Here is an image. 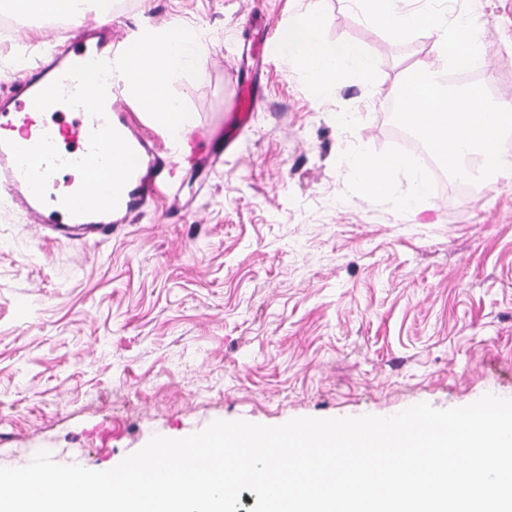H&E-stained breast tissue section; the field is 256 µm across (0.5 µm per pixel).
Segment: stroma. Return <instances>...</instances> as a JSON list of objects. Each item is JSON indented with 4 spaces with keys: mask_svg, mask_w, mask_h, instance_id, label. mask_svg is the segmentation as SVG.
<instances>
[{
    "mask_svg": "<svg viewBox=\"0 0 512 512\" xmlns=\"http://www.w3.org/2000/svg\"><path fill=\"white\" fill-rule=\"evenodd\" d=\"M308 5L328 40L375 58L376 90L315 99L273 52ZM448 8L479 23L490 96L512 94V0ZM153 19L210 34L205 67L173 90L217 162L179 171L103 244L50 241L0 210V466L45 449L103 471L217 420L512 398V178L465 199L429 190L409 213L405 172L372 198L347 165L394 152L377 106L431 38L394 40L349 0H147L109 24L125 41ZM246 86L258 104L243 125Z\"/></svg>",
    "mask_w": 512,
    "mask_h": 512,
    "instance_id": "stroma-1",
    "label": "stroma"
}]
</instances>
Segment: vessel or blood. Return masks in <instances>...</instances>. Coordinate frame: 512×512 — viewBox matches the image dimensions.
<instances>
[{"instance_id":"obj_1","label":"vessel or blood","mask_w":512,"mask_h":512,"mask_svg":"<svg viewBox=\"0 0 512 512\" xmlns=\"http://www.w3.org/2000/svg\"><path fill=\"white\" fill-rule=\"evenodd\" d=\"M65 73L66 69L62 66L52 68L36 64L28 69L15 98L0 102V202L41 225L51 240H70L82 234L105 241L111 238L117 224L122 223L129 213L145 206L166 185L169 167L179 161L192 165L199 162L198 137L194 134H167L171 153L165 159L156 156L149 144L129 124L121 104V88L112 82L107 85L104 118L91 117L80 108L73 121L61 120L54 126L38 124L34 105L36 94L58 79L63 80L66 91L74 90V81L66 79ZM106 122L124 138L138 159L126 190L120 194L117 208L107 213L75 216L57 206L54 189L60 183L72 182L73 176L69 173L52 175L48 180L50 190L45 200H38L14 162L11 145L30 147L46 134L51 141L69 142L66 157L76 160L87 154L92 131Z\"/></svg>"}]
</instances>
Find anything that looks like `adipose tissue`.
<instances>
[{
	"mask_svg": "<svg viewBox=\"0 0 512 512\" xmlns=\"http://www.w3.org/2000/svg\"><path fill=\"white\" fill-rule=\"evenodd\" d=\"M324 18L309 8L289 18L277 31V49L286 60L301 65L316 99L327 98L336 86L354 82L372 88L376 85L377 64L355 42H333L323 33ZM409 159L395 155L380 159L366 153L352 155L349 171L357 184L370 195H384L389 189L391 172L409 168Z\"/></svg>",
	"mask_w": 512,
	"mask_h": 512,
	"instance_id": "1",
	"label": "adipose tissue"
}]
</instances>
